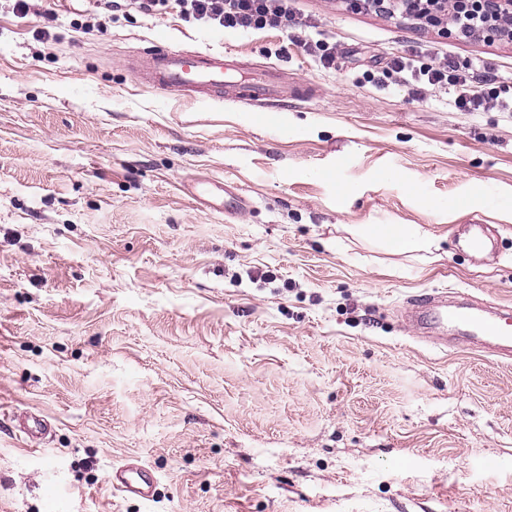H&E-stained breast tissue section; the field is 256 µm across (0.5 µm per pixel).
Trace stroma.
Listing matches in <instances>:
<instances>
[{
    "mask_svg": "<svg viewBox=\"0 0 512 512\" xmlns=\"http://www.w3.org/2000/svg\"><path fill=\"white\" fill-rule=\"evenodd\" d=\"M293 7L304 26L233 33L173 5L0 0V512H512V361L400 315L432 291L512 306V211L485 205L512 191V112L389 67L445 56L510 101L512 41ZM159 45L294 93H156L130 64ZM456 224L491 225L496 252L471 259ZM25 414L50 426L34 450ZM132 460L151 500L108 481ZM354 233L381 239L394 251H430L437 247L433 234L419 224H355Z\"/></svg>",
    "mask_w": 512,
    "mask_h": 512,
    "instance_id": "1",
    "label": "stroma"
}]
</instances>
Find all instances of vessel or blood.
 <instances>
[{"label":"vessel or blood","mask_w":512,"mask_h":512,"mask_svg":"<svg viewBox=\"0 0 512 512\" xmlns=\"http://www.w3.org/2000/svg\"><path fill=\"white\" fill-rule=\"evenodd\" d=\"M132 72L137 81L156 92L201 101L223 100L228 87L233 88L235 98L252 103L286 93L270 74L238 77L234 57L212 48L155 49L137 61ZM457 239L475 255L486 252L493 243L483 224L465 225ZM404 317L414 332L426 340L444 345L453 331L491 355L512 358V318L481 301L462 302L442 292L418 295L409 300ZM110 483L117 492L147 499L153 494L155 479L143 465L127 462L113 467Z\"/></svg>","instance_id":"vessel-or-blood-1"}]
</instances>
